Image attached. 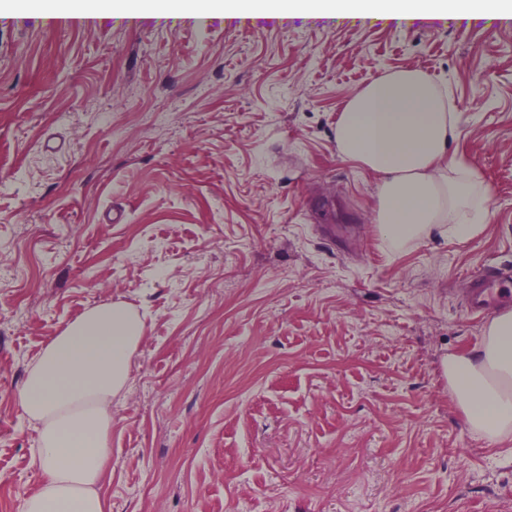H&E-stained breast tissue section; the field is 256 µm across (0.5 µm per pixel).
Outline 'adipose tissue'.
<instances>
[{
  "label": "adipose tissue",
  "mask_w": 512,
  "mask_h": 512,
  "mask_svg": "<svg viewBox=\"0 0 512 512\" xmlns=\"http://www.w3.org/2000/svg\"><path fill=\"white\" fill-rule=\"evenodd\" d=\"M340 14L430 20L473 12L512 17V0H336ZM345 160L378 182L376 220L400 251L440 233L459 240L490 219L489 184L463 169L456 112L421 71L379 76L347 101L334 132ZM143 340L138 314L104 302L72 320L43 348L16 393L38 429L34 456L45 473L24 512H107L100 487L110 464L113 395L124 390ZM442 372L469 429L492 442L512 437V311L495 316L481 344L452 353Z\"/></svg>",
  "instance_id": "adipose-tissue-1"
}]
</instances>
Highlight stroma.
I'll list each match as a JSON object with an SVG mask.
<instances>
[{
	"label": "stroma",
	"instance_id": "obj_1",
	"mask_svg": "<svg viewBox=\"0 0 512 512\" xmlns=\"http://www.w3.org/2000/svg\"><path fill=\"white\" fill-rule=\"evenodd\" d=\"M0 0V512L44 473L15 398L65 325L139 314L112 398L108 512H512V441L440 369L487 320L464 276L512 265V23L336 20L324 0ZM446 87L491 188L474 238L399 253L333 139L372 78ZM331 199L363 258L310 219ZM125 211L123 223L107 219Z\"/></svg>",
	"mask_w": 512,
	"mask_h": 512
}]
</instances>
